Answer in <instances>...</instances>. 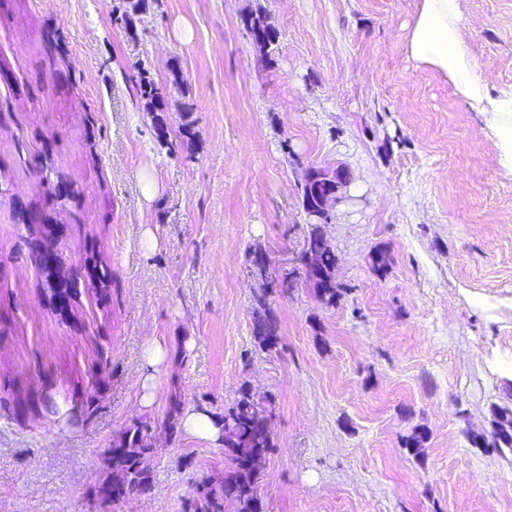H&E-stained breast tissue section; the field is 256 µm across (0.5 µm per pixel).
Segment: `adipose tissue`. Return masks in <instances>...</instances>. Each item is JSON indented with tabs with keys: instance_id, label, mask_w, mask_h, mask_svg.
<instances>
[{
	"instance_id": "ef3b65f1",
	"label": "adipose tissue",
	"mask_w": 512,
	"mask_h": 512,
	"mask_svg": "<svg viewBox=\"0 0 512 512\" xmlns=\"http://www.w3.org/2000/svg\"><path fill=\"white\" fill-rule=\"evenodd\" d=\"M459 14V0H421L408 41L409 53L448 76L457 95L473 110L501 116L495 146L501 162L512 167V94L489 96L461 38Z\"/></svg>"
}]
</instances>
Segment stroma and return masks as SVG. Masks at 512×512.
Returning <instances> with one entry per match:
<instances>
[{"label": "stroma", "mask_w": 512, "mask_h": 512, "mask_svg": "<svg viewBox=\"0 0 512 512\" xmlns=\"http://www.w3.org/2000/svg\"><path fill=\"white\" fill-rule=\"evenodd\" d=\"M420 4L0 0V512H181L227 459L171 427L176 388L186 409L246 388L271 410L262 512H512V451L484 443L512 411V168L494 113L410 56ZM458 24L489 95L512 93V0H460ZM311 168L350 174L321 227L344 291L272 294L268 352L252 260L292 271ZM135 424L152 487L100 504L103 452ZM139 95L142 100L145 101L147 106V111L152 112V119L156 124V128L161 133L163 131V119L157 112H164L163 107V99L159 88L150 80H146V78L141 79L139 85ZM156 112V113H155ZM253 334L260 347L275 349L279 344V324L271 309L255 300L252 312Z\"/></svg>", "instance_id": "35a3bbf8"}]
</instances>
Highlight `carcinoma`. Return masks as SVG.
<instances>
[{
    "label": "carcinoma",
    "mask_w": 512,
    "mask_h": 512,
    "mask_svg": "<svg viewBox=\"0 0 512 512\" xmlns=\"http://www.w3.org/2000/svg\"><path fill=\"white\" fill-rule=\"evenodd\" d=\"M139 95L145 101L147 111L158 131H163V99L159 88L150 80L141 79ZM336 190L318 180L304 183L301 204L305 211L320 206L321 199ZM308 250L315 253L316 264L325 272L335 269L338 261L336 251L328 245L322 235L320 225H311L307 238ZM343 286L329 278L321 281L320 298L328 304L336 303L342 295ZM253 334L259 346L271 350L279 344V324L271 309L257 304L252 312ZM254 405L248 390H241L233 405L220 417L223 441L228 444L233 457L229 458L221 479L203 476L196 481L197 492L191 502L183 503V512H224L225 504H235L237 512H261L257 497L259 476L248 468L249 458L265 456L272 448L271 435L256 425L248 408ZM146 429L134 424L127 428L107 449L109 475L99 488H110L118 492H144L153 484L148 459L155 454Z\"/></svg>",
    "instance_id": "carcinoma-1"
}]
</instances>
